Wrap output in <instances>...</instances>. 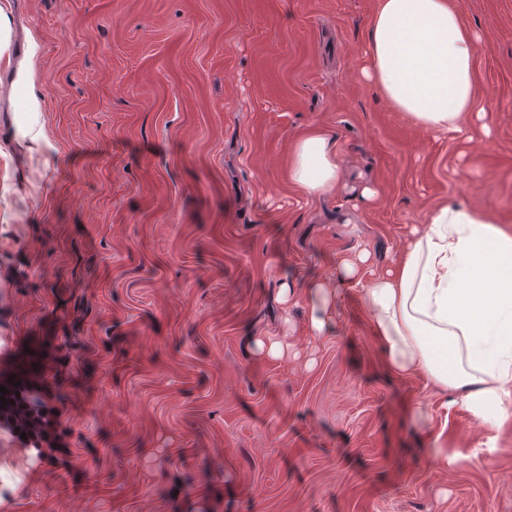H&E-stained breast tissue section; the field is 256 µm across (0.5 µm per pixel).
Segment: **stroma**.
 I'll return each instance as SVG.
<instances>
[{
  "instance_id": "1",
  "label": "stroma",
  "mask_w": 512,
  "mask_h": 512,
  "mask_svg": "<svg viewBox=\"0 0 512 512\" xmlns=\"http://www.w3.org/2000/svg\"><path fill=\"white\" fill-rule=\"evenodd\" d=\"M375 3L0 0V376L47 366L33 448L0 420V512H512V402L491 425L391 372L362 299L441 201L512 228V0H461L472 142L363 79ZM314 128L342 175L310 196L288 168ZM309 292V329L316 336H322L330 329L335 312L336 299L323 286H316Z\"/></svg>"
}]
</instances>
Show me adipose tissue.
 Instances as JSON below:
<instances>
[{
    "label": "adipose tissue",
    "mask_w": 512,
    "mask_h": 512,
    "mask_svg": "<svg viewBox=\"0 0 512 512\" xmlns=\"http://www.w3.org/2000/svg\"><path fill=\"white\" fill-rule=\"evenodd\" d=\"M478 44L459 0H377L362 76L392 111L470 141L488 131L463 121L482 95ZM340 170L324 132L295 141L288 175L304 193L331 189ZM363 301L389 370L424 376L499 423L512 400V229L465 202L441 204Z\"/></svg>",
    "instance_id": "obj_1"
}]
</instances>
